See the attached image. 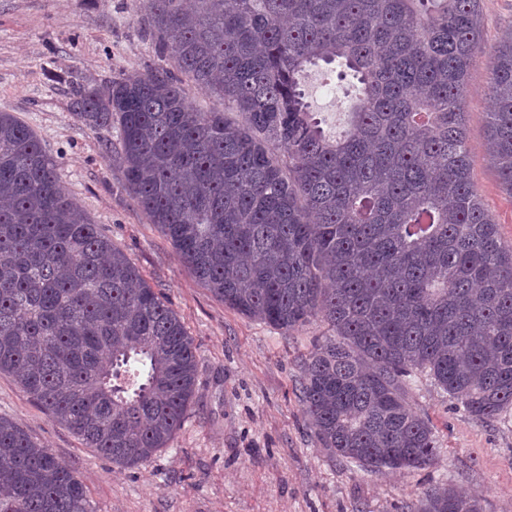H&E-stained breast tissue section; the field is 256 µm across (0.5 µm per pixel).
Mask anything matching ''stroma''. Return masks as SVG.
I'll return each instance as SVG.
<instances>
[{"mask_svg":"<svg viewBox=\"0 0 512 512\" xmlns=\"http://www.w3.org/2000/svg\"><path fill=\"white\" fill-rule=\"evenodd\" d=\"M142 0H0V112L40 138L63 186L139 269L193 341L197 386L167 448L133 468L112 464L0 373V416L13 419L84 481L91 512H415L429 489L453 488L482 512H512V409L507 421L469 416L427 377L410 404L434 430L438 456L403 471H370L317 441L300 393L302 358L325 336L314 321L275 328L202 286L127 188L104 144L115 131L77 121L74 82L93 86L167 67L146 31ZM484 40L471 71L470 176L504 247L512 195L486 155L490 73L485 56L512 31V0H483ZM340 64L310 68L303 85L327 134L347 127L358 91Z\"/></svg>","mask_w":512,"mask_h":512,"instance_id":"35a3bbf8","label":"stroma"}]
</instances>
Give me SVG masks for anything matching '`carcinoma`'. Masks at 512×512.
<instances>
[{
    "label": "carcinoma",
    "instance_id": "cac0c4a2",
    "mask_svg": "<svg viewBox=\"0 0 512 512\" xmlns=\"http://www.w3.org/2000/svg\"><path fill=\"white\" fill-rule=\"evenodd\" d=\"M483 0H144L176 68L76 89L115 126L130 192L224 305L325 323L300 390L315 436L366 469L431 463L409 403L424 374L480 421L512 408V249L470 177L465 105ZM361 85L326 134L307 67ZM487 151L512 195V32L488 58ZM224 103L190 106L175 72ZM238 113V118L227 116ZM35 132L0 112V373L121 467L181 428L196 381L177 314L77 218ZM0 512H91L86 485L0 417ZM418 512H481L453 489Z\"/></svg>",
    "mask_w": 512,
    "mask_h": 512
}]
</instances>
